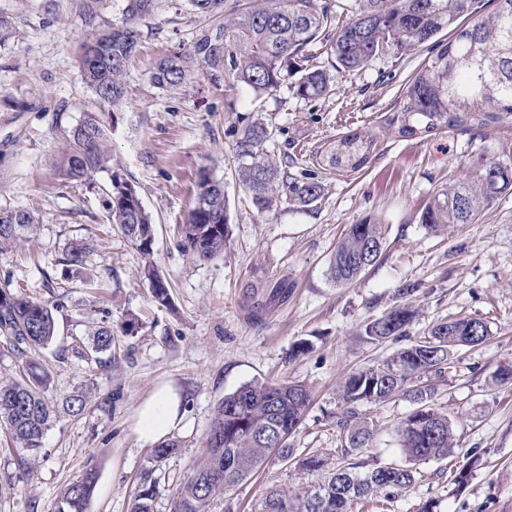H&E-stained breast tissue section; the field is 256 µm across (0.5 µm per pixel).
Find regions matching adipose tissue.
<instances>
[{"label":"adipose tissue","mask_w":512,"mask_h":512,"mask_svg":"<svg viewBox=\"0 0 512 512\" xmlns=\"http://www.w3.org/2000/svg\"><path fill=\"white\" fill-rule=\"evenodd\" d=\"M184 420L180 392L175 387L163 386L140 406L135 431L143 443L154 444L182 429Z\"/></svg>","instance_id":"1"}]
</instances>
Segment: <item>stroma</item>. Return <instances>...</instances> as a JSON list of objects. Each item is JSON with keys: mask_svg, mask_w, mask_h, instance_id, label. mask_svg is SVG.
Returning <instances> with one entry per match:
<instances>
[{"mask_svg": "<svg viewBox=\"0 0 512 512\" xmlns=\"http://www.w3.org/2000/svg\"><path fill=\"white\" fill-rule=\"evenodd\" d=\"M131 2L0 0V210H26L38 221L25 242L0 253V283L61 307L56 340L40 353L57 411L34 457L32 482L21 478L27 451L0 430V512H55L64 488L90 468L97 485L86 512H128L130 494L146 481L157 487L153 512H171L176 489L203 453L216 404L253 380L305 386L312 404L289 443L327 453L340 466V382L460 316L483 321L488 337L456 354L435 397L454 425L450 456L420 464L410 487L353 512H418L425 504L433 512H512V382L493 381L512 370V191L473 224L438 234L419 221L449 179H470L486 158L512 164V123L466 134H395L384 118L402 106L405 83L428 55L423 45L336 78L315 100L295 95L292 74L259 98L246 86L213 80L203 65L181 89L166 91L151 81L157 62L193 53L216 20L189 0H151L149 11L132 17ZM127 18L139 33L124 73L128 93L120 105L103 104L77 65L83 34ZM89 112L108 129L113 170L136 188L153 219L168 305L154 301L139 278L142 255L107 219L108 173L80 185L59 169L64 137ZM257 113L273 127L264 145L273 161L321 181L315 207L284 204L261 214L240 186L235 127ZM355 129L376 140L361 171L340 175L316 166L325 142ZM204 174L224 184L231 229L223 258L211 262L195 261L178 233ZM368 218L386 227L381 257L352 283L337 285L329 271L336 244ZM80 240L92 250L78 276L63 259ZM258 276L269 284L287 280L290 290L286 303L254 319L243 294ZM405 301L417 311L406 335L367 341L365 324ZM98 326L114 336L106 365L89 352ZM163 383L180 390L188 425L172 435L175 453L157 463L135 433L134 417ZM81 390L91 392L90 402L81 414L68 413L65 399ZM413 408L402 395L363 405L376 425L359 453L366 468L404 465L396 427ZM315 481L272 455L219 498L215 512H255L270 488L297 493Z\"/></svg>", "mask_w": 512, "mask_h": 512, "instance_id": "35a3bbf8", "label": "stroma"}]
</instances>
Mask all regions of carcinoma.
<instances>
[{
  "instance_id": "carcinoma-1",
  "label": "carcinoma",
  "mask_w": 512,
  "mask_h": 512,
  "mask_svg": "<svg viewBox=\"0 0 512 512\" xmlns=\"http://www.w3.org/2000/svg\"><path fill=\"white\" fill-rule=\"evenodd\" d=\"M272 5L248 8L230 22L215 26V32L195 46V54L175 53L162 59L151 76L154 85L166 90L183 86L193 63L205 64L212 76L249 86L256 96L277 91L284 81L285 67L300 74L296 95L313 100L326 95L335 76L350 75L386 55L402 53L431 43L421 68L403 88V105L387 119L402 138L430 136L443 128L470 132L505 119H512V0H493L495 10L478 15V0H355L348 20L327 31L331 16L315 0H271ZM448 37H438L442 31ZM138 34L126 19L89 32L82 45L79 66L84 80L103 103L117 105L126 94L124 73L136 52ZM334 57L335 73L314 64L315 45ZM273 130L254 118L237 130L239 183L255 209L269 212L283 203L300 208L315 205L323 187L314 177L300 179L279 168L264 152ZM374 140L359 131L338 136L316 152V164L338 172L362 169L373 154ZM59 165L66 179L81 182L98 171L112 169L106 128L90 113L77 125L60 152ZM512 188V166L499 159L481 165L476 182H448L434 193L423 208L420 223L430 231L450 224H472L495 197ZM106 210L124 237L144 257L141 269L151 286L155 302L169 299L168 284L154 263L153 221L142 205L136 188L120 174H111ZM36 227V218L24 210H0V249L25 241ZM181 244L198 261L224 256L229 237L228 201L217 181L204 175L186 223L179 227ZM384 225L362 222L350 226L331 259V274L339 285L354 281L379 260L385 240ZM91 251L90 243L77 241L66 250L65 263L78 271ZM288 299V281L274 284L266 296L248 285L245 300L252 302L255 318L265 301ZM59 306L23 297L0 284V339L22 364L24 376L0 380V427L12 441L35 454L51 418L48 397L51 376L36 358V352L55 339ZM415 312L408 303L399 304L365 326L367 339L380 341L406 335ZM487 326L467 316L448 324L432 326L423 339L397 351L388 361L350 374L341 385L344 410L336 427L344 441L341 456L346 464L324 469L301 465L307 472H326L318 483L297 494L283 489L269 491L256 512H351L356 500L381 495L389 498L417 480L415 464L445 459L453 448L455 434L448 415L433 404L437 380L448 368L454 351L474 346L487 337ZM112 328L101 327L93 335L91 352L98 356L112 351ZM427 382V399L399 424V445L407 466H378L360 471L351 456L367 447L374 424L360 408L380 404L398 394L414 400L415 385ZM310 405V394L301 384L250 382L224 395L214 408L202 458L193 475L177 488L172 512H212L224 491L257 471L269 456L272 444L264 433L283 429L292 434ZM96 485L95 470L62 491L56 512H86ZM155 485L142 483L129 498L128 512H153Z\"/></svg>"
}]
</instances>
